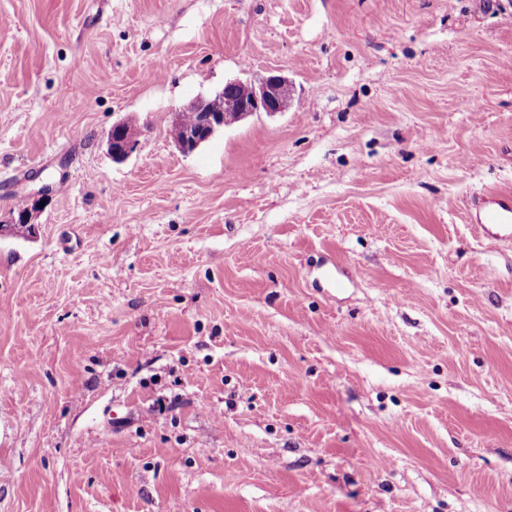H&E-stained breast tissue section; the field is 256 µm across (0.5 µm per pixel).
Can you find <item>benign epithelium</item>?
<instances>
[{"label":"benign epithelium","instance_id":"benign-epithelium-1","mask_svg":"<svg viewBox=\"0 0 512 512\" xmlns=\"http://www.w3.org/2000/svg\"><path fill=\"white\" fill-rule=\"evenodd\" d=\"M291 86L280 75H271L255 86L248 82L230 81L225 90L210 98H197L184 108L186 112H202L199 130L175 140L179 150L189 154L208 141L214 133L226 127L225 117L239 122L256 112L269 115L288 111ZM136 129L121 121L114 125L108 137V150L117 162L126 160L136 149Z\"/></svg>","mask_w":512,"mask_h":512}]
</instances>
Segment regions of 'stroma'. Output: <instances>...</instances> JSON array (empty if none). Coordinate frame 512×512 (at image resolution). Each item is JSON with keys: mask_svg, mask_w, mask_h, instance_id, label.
<instances>
[{"mask_svg": "<svg viewBox=\"0 0 512 512\" xmlns=\"http://www.w3.org/2000/svg\"><path fill=\"white\" fill-rule=\"evenodd\" d=\"M2 84L0 512H512V0H0ZM291 86L280 75L265 78L258 86L248 82L230 81L225 90L210 98H197L181 110L176 119L179 122L181 112H190L182 116L179 125H173L172 134L176 136V145L182 153L189 154L208 141L214 133L226 126L225 117L231 122H239L256 112L277 114L288 111L291 103ZM203 112L200 128L194 135L182 136L198 127L199 115ZM180 137V138H178ZM136 129L132 123L121 121L114 125L108 137V150L117 162L126 160L137 147ZM467 218L475 216V228L494 238L512 239V192L484 193L467 205Z\"/></svg>", "mask_w": 512, "mask_h": 512, "instance_id": "35a3bbf8", "label": "stroma"}]
</instances>
